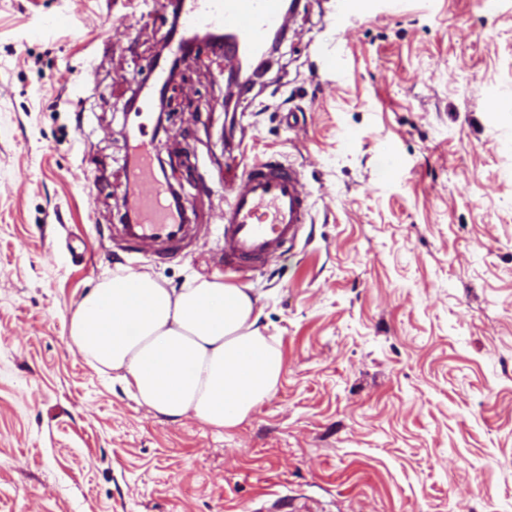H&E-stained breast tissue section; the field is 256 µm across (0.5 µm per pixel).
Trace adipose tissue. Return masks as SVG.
<instances>
[{"label":"adipose tissue","mask_w":512,"mask_h":512,"mask_svg":"<svg viewBox=\"0 0 512 512\" xmlns=\"http://www.w3.org/2000/svg\"><path fill=\"white\" fill-rule=\"evenodd\" d=\"M259 319L249 290L219 274L179 288L146 273L117 274L79 302L69 338L97 370L119 372L139 404L224 429L240 425L282 372Z\"/></svg>","instance_id":"1"}]
</instances>
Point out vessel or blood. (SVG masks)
<instances>
[{"label":"vessel or blood","instance_id":"vessel-or-blood-1","mask_svg":"<svg viewBox=\"0 0 512 512\" xmlns=\"http://www.w3.org/2000/svg\"><path fill=\"white\" fill-rule=\"evenodd\" d=\"M182 20L179 32L167 35L168 56L154 61L151 80L143 84L135 102L136 117H147L169 75L170 60L187 54L196 28L223 30L224 57L230 62L259 54L269 32L284 28L287 12L304 9V0H167ZM132 175L140 187L136 221L123 227L130 252L141 245L155 247L159 258L179 256L192 230L184 213L162 204L165 186L155 174L153 142L137 137L132 148ZM244 189L224 205V266L240 278L266 268L299 240L312 221V204L299 168L269 158L246 166Z\"/></svg>","mask_w":512,"mask_h":512}]
</instances>
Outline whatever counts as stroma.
<instances>
[{
  "label": "stroma",
  "mask_w": 512,
  "mask_h": 512,
  "mask_svg": "<svg viewBox=\"0 0 512 512\" xmlns=\"http://www.w3.org/2000/svg\"><path fill=\"white\" fill-rule=\"evenodd\" d=\"M171 14L155 0H0V512H512V0H321L235 112L223 54L136 124ZM340 45L342 76L322 68ZM167 160L197 234L130 254L123 129ZM300 166L313 222L246 280L283 356L235 429L139 405L68 347L113 272L224 271V173Z\"/></svg>",
  "instance_id": "35a3bbf8"
}]
</instances>
